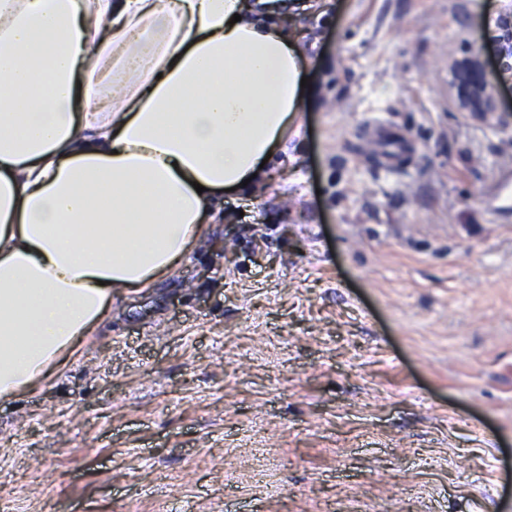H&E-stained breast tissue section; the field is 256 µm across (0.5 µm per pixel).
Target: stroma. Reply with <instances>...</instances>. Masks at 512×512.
I'll list each match as a JSON object with an SVG mask.
<instances>
[{"instance_id": "obj_1", "label": "stroma", "mask_w": 512, "mask_h": 512, "mask_svg": "<svg viewBox=\"0 0 512 512\" xmlns=\"http://www.w3.org/2000/svg\"><path fill=\"white\" fill-rule=\"evenodd\" d=\"M502 0H325L314 94L166 282L0 399V512H512V118L448 104ZM407 141L395 159L371 122ZM490 211L497 220H502L512 212V173L503 172L497 191L490 197Z\"/></svg>"}]
</instances>
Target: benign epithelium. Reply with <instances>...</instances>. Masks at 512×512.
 <instances>
[{"mask_svg": "<svg viewBox=\"0 0 512 512\" xmlns=\"http://www.w3.org/2000/svg\"><path fill=\"white\" fill-rule=\"evenodd\" d=\"M480 53L494 63V83L488 82L479 62L469 57L455 59L448 64L451 74L448 104L457 110L480 115L500 112V100L489 87L512 89V0L499 13Z\"/></svg>", "mask_w": 512, "mask_h": 512, "instance_id": "benign-epithelium-1", "label": "benign epithelium"}]
</instances>
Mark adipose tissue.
Here are the masks:
<instances>
[{"instance_id":"adipose-tissue-1","label":"adipose tissue","mask_w":512,"mask_h":512,"mask_svg":"<svg viewBox=\"0 0 512 512\" xmlns=\"http://www.w3.org/2000/svg\"><path fill=\"white\" fill-rule=\"evenodd\" d=\"M284 0H0V398L171 276L281 150L310 65Z\"/></svg>"}]
</instances>
